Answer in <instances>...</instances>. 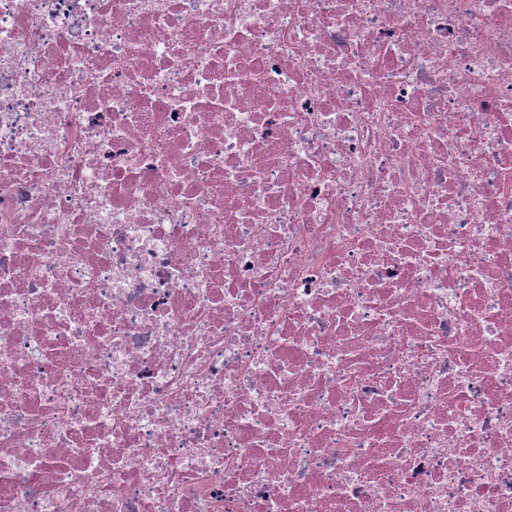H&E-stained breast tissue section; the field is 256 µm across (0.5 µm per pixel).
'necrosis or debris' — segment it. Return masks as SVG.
Here are the masks:
<instances>
[{"label": "necrosis or debris", "instance_id": "4bbe7bcc", "mask_svg": "<svg viewBox=\"0 0 512 512\" xmlns=\"http://www.w3.org/2000/svg\"><path fill=\"white\" fill-rule=\"evenodd\" d=\"M0 512H512V0H0Z\"/></svg>", "mask_w": 512, "mask_h": 512}]
</instances>
